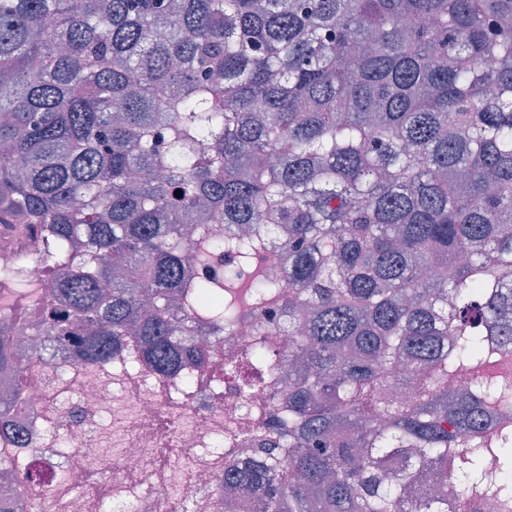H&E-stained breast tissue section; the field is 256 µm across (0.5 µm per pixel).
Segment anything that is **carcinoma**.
Instances as JSON below:
<instances>
[{"label": "carcinoma", "mask_w": 512, "mask_h": 512, "mask_svg": "<svg viewBox=\"0 0 512 512\" xmlns=\"http://www.w3.org/2000/svg\"><path fill=\"white\" fill-rule=\"evenodd\" d=\"M0 227L68 365L288 318V409L224 471L267 512H512V0H0ZM42 243L26 235H17L0 227V268L15 264L19 255L24 254L30 263L27 274L33 278L43 276L41 257Z\"/></svg>", "instance_id": "obj_1"}]
</instances>
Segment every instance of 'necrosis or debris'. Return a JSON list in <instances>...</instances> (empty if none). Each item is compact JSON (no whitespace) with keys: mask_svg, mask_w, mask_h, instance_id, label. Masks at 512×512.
<instances>
[{"mask_svg":"<svg viewBox=\"0 0 512 512\" xmlns=\"http://www.w3.org/2000/svg\"><path fill=\"white\" fill-rule=\"evenodd\" d=\"M39 240L0 228V268L27 256L30 277L44 267ZM33 301L0 290V326L11 325L16 340L34 347ZM284 332L242 319L232 333L213 338L211 360L163 376L140 369L129 372L134 345H124L106 365L57 370L52 358L26 374L0 369V392L22 389L23 403L12 412L22 427L25 447L0 437V499L14 512H35L44 499L47 512H116L131 504L135 512H224V470L251 453L272 408H284L277 370L263 375L258 387L244 392L226 362L241 351L260 347L272 359L284 352ZM37 465L47 476L36 489L20 475Z\"/></svg>","mask_w":512,"mask_h":512,"instance_id":"4bbe7bcc","label":"necrosis or debris"}]
</instances>
